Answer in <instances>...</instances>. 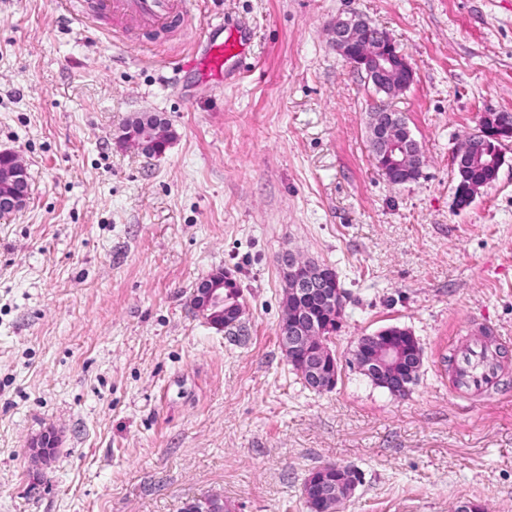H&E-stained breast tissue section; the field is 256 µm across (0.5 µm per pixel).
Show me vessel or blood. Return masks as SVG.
<instances>
[{"mask_svg": "<svg viewBox=\"0 0 512 512\" xmlns=\"http://www.w3.org/2000/svg\"><path fill=\"white\" fill-rule=\"evenodd\" d=\"M190 0H96L98 14L109 15L145 30L166 28L175 18L188 17ZM238 31H225L223 38H208L202 52L191 64L211 76H219L225 66L243 53ZM500 372L499 360L488 339L474 342L454 361L450 387L458 395L494 390Z\"/></svg>", "mask_w": 512, "mask_h": 512, "instance_id": "vessel-or-blood-1", "label": "vessel or blood"}]
</instances>
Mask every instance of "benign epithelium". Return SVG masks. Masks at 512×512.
<instances>
[{
    "label": "benign epithelium",
    "instance_id": "7a95c632",
    "mask_svg": "<svg viewBox=\"0 0 512 512\" xmlns=\"http://www.w3.org/2000/svg\"><path fill=\"white\" fill-rule=\"evenodd\" d=\"M370 26L367 21L355 16H338L330 25L331 42L336 51L343 55L349 64L366 74L367 79L379 88L397 84L408 87L414 81V71L405 55L398 49L390 35L384 31L376 44L359 52L357 47L364 30ZM143 132L134 135L124 130L117 135L116 143L120 147H131L146 155H155L161 147L152 138L151 130L142 126ZM378 140L385 147L384 159L392 173L403 171L405 162L415 150V140L411 134H401L394 122L378 131ZM30 195L29 174L26 163L20 156L10 151H0V215H9L24 209ZM307 260L288 252L280 256L278 266L280 276L288 290L293 310L289 319L287 335L281 337L283 351L288 354V362L300 366L306 371L308 379L320 390L333 389L339 372V364L334 353L322 336H304V326L315 325V320L305 309L301 301L319 292L323 297L324 320L335 326L342 317L345 298L343 289L330 288L328 284L335 279L334 270L323 264L324 275L319 279L305 276ZM224 280V270L218 269L202 278L192 295L194 311L207 323L225 330L224 289L220 281ZM423 358V349L416 338L402 345V337L389 336L382 332L360 338L353 367L375 377L378 385L391 392L398 393L406 389L407 377L402 372L413 373ZM59 445L58 435L48 430L32 439L28 454L33 465V478L39 479L40 471L49 467ZM334 472L346 478V484L338 483L336 488L347 487L348 494H354L359 484V473L353 466L339 468L335 465H321L307 478L302 487V496L312 506L329 497L326 492V476ZM184 512H224V498L219 495L208 496L184 507Z\"/></svg>",
    "mask_w": 512,
    "mask_h": 512
}]
</instances>
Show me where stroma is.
<instances>
[{
    "label": "stroma",
    "mask_w": 512,
    "mask_h": 512,
    "mask_svg": "<svg viewBox=\"0 0 512 512\" xmlns=\"http://www.w3.org/2000/svg\"><path fill=\"white\" fill-rule=\"evenodd\" d=\"M357 15L386 31L414 82L388 100L332 47ZM240 28L223 77L188 69L213 25ZM63 21L60 0H0V150L30 175L0 218V512H308V470L360 473L342 512H512V140L493 183L455 205L452 155L512 112V0H193L188 29L150 38ZM401 112L425 161L390 184L368 114ZM155 112L159 156L120 149ZM331 265L347 302L315 391L282 351L285 252ZM236 278L242 327L196 316L212 270ZM478 323L509 342L490 395L450 369ZM398 326L424 350L410 393L350 368L362 336ZM61 441L39 484L27 448Z\"/></svg>",
    "instance_id": "stroma-1"
}]
</instances>
